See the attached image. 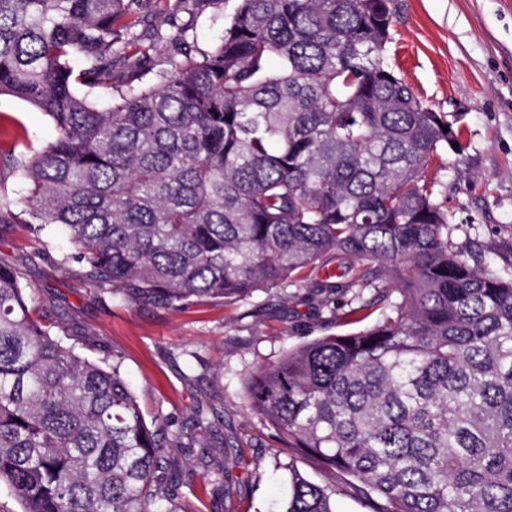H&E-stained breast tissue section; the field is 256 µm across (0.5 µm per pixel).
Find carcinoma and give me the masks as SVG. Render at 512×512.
Listing matches in <instances>:
<instances>
[{
  "label": "carcinoma",
  "instance_id": "cac0c4a2",
  "mask_svg": "<svg viewBox=\"0 0 512 512\" xmlns=\"http://www.w3.org/2000/svg\"><path fill=\"white\" fill-rule=\"evenodd\" d=\"M136 2L0 0V97L54 127L16 161L15 218L62 226L91 286L170 307L325 272L343 331L252 371L247 409L373 512H512V272L448 238L429 169L469 144L395 75L394 0H236L209 50L104 108L76 85L142 52ZM26 289L0 265V483L23 512H184L120 365L53 338ZM278 512L333 493L291 469Z\"/></svg>",
  "mask_w": 512,
  "mask_h": 512
}]
</instances>
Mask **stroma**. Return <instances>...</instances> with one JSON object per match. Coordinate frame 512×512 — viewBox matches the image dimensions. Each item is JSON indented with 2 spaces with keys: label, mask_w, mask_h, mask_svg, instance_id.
<instances>
[{
  "label": "stroma",
  "mask_w": 512,
  "mask_h": 512,
  "mask_svg": "<svg viewBox=\"0 0 512 512\" xmlns=\"http://www.w3.org/2000/svg\"><path fill=\"white\" fill-rule=\"evenodd\" d=\"M235 0H139L136 29L149 52L138 64L115 63L113 84L130 67L153 82L170 57L208 49ZM391 65L438 112L459 113L469 143L441 177L448 182L450 238L478 244L494 271L512 270V0H396ZM184 30L183 41L155 43V31ZM49 118L0 97V187L22 201L25 184L11 155L53 136ZM0 264L18 270L32 318L76 353L121 371L136 390L149 427L162 428L166 461L179 470L186 512L196 496L225 481L234 494L209 496L208 512H275L288 493V471L335 490L336 512H370L336 470L274 442L245 408L244 377L290 344L335 333L334 305L315 289V274L286 291L238 302L203 300L179 308L136 303L89 286L55 227L33 232L0 223ZM217 409L221 425L195 426L198 409ZM233 437L234 462L222 441Z\"/></svg>",
  "instance_id": "1"
}]
</instances>
